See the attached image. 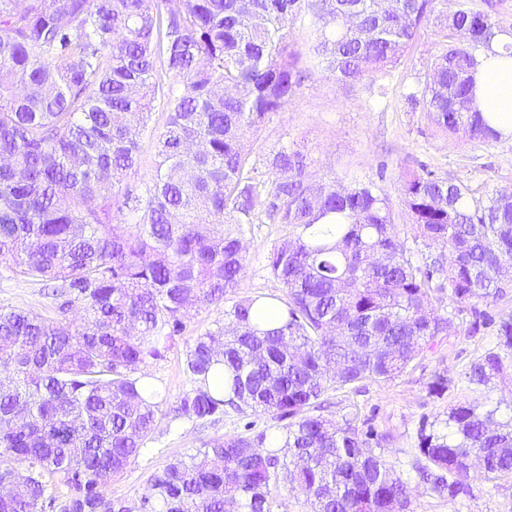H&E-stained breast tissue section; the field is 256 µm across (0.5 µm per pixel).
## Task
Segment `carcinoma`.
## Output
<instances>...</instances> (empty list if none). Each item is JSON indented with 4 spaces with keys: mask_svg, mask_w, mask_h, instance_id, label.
Listing matches in <instances>:
<instances>
[{
    "mask_svg": "<svg viewBox=\"0 0 512 512\" xmlns=\"http://www.w3.org/2000/svg\"><path fill=\"white\" fill-rule=\"evenodd\" d=\"M0 0V260L54 281L56 310L0 309V476L19 480L0 512H274L288 485L315 512H411L407 482L355 418L318 413L330 389L405 372L466 310L498 351L471 364L487 387L512 357L508 295L512 188L483 193L431 171L402 181L412 244L374 184L312 181L302 153L244 150L315 73L351 87L385 74L440 21L445 43L421 95L431 125L492 146L498 115L471 107L472 72L505 29L503 0ZM310 29L306 52L294 29ZM154 173L114 190L138 163L152 113ZM288 225L268 257L285 289L280 325L261 296L224 309L187 344L192 386L170 411L208 420L224 407L288 421L266 435L214 439L154 472L134 505L107 493L163 416L162 388L141 371L186 329L189 308L220 306L244 270L234 224ZM456 304L444 311L443 299ZM80 305V324L68 317ZM448 409L447 431L422 432L416 472L438 495L512 477V419ZM68 489L59 499L52 482Z\"/></svg>",
    "mask_w": 512,
    "mask_h": 512,
    "instance_id": "1",
    "label": "carcinoma"
}]
</instances>
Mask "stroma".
I'll list each match as a JSON object with an SVG mask.
<instances>
[{
	"label": "stroma",
	"mask_w": 512,
	"mask_h": 512,
	"mask_svg": "<svg viewBox=\"0 0 512 512\" xmlns=\"http://www.w3.org/2000/svg\"><path fill=\"white\" fill-rule=\"evenodd\" d=\"M442 42L439 25L427 24L395 69L383 76H366L346 89L324 74H315L288 106L272 114L247 140L251 158H264L286 146L305 155L309 177L344 185L373 182L395 204L400 201V185L411 172L432 171L486 191L512 186V139L488 147L438 133L428 124L421 105L408 99ZM287 232L283 224L241 225L244 270L237 288L225 297V305L244 297L284 296L281 284L267 268V259ZM0 307L33 310L48 317L55 314L45 285L23 277L5 260H0ZM221 315V309L214 306L191 310L183 335L161 359L145 365V373L169 401H176L191 386L183 366L187 343L212 329ZM458 322L457 331L438 337L433 349L393 380H368L356 389L328 392L324 414L335 420L356 417L360 430L380 436L375 452L408 478L413 512H512L511 478L488 482L480 470H471L468 495L451 499L437 496L411 476L421 430L442 429L450 406L476 400L481 410H495L498 421L512 419L511 375L495 379L477 396L466 379L471 363L494 348L492 330L469 334V316L464 312ZM439 375L447 377L449 388L436 395L429 386ZM279 427L268 415L232 409L215 423L162 416L139 457L107 491L113 498L137 502L148 477L171 459L193 453L217 438L260 433L271 438Z\"/></svg>",
	"instance_id": "1"
}]
</instances>
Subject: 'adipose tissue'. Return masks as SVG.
<instances>
[{"label": "adipose tissue", "mask_w": 512, "mask_h": 512, "mask_svg": "<svg viewBox=\"0 0 512 512\" xmlns=\"http://www.w3.org/2000/svg\"><path fill=\"white\" fill-rule=\"evenodd\" d=\"M473 103L479 111L497 113L505 134H512V56L500 44L482 56L474 75Z\"/></svg>", "instance_id": "ef3b65f1"}]
</instances>
